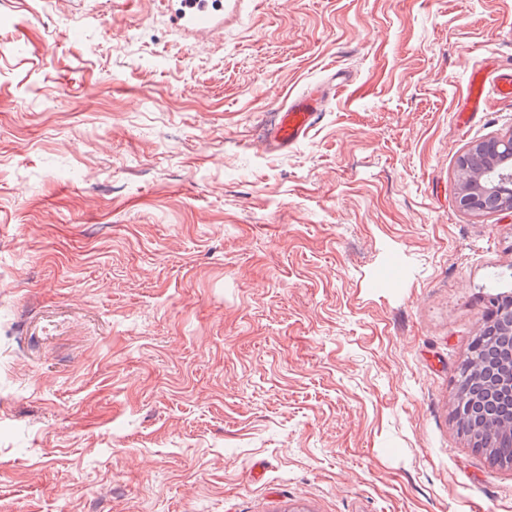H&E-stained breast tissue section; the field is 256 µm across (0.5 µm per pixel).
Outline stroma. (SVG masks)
I'll list each match as a JSON object with an SVG mask.
<instances>
[{"instance_id":"stroma-1","label":"stroma","mask_w":512,"mask_h":512,"mask_svg":"<svg viewBox=\"0 0 512 512\" xmlns=\"http://www.w3.org/2000/svg\"><path fill=\"white\" fill-rule=\"evenodd\" d=\"M173 10L0 0V512H512L452 415L512 286V212L455 204L512 0ZM174 12L175 24L188 33H210L224 24V5L211 9L205 3L182 2ZM346 82L344 73L335 71L326 85L310 89L292 99L288 106L280 108L268 145L282 150L299 141L320 118L324 98L335 95L336 90L346 86Z\"/></svg>"}]
</instances>
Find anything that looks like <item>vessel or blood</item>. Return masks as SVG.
I'll use <instances>...</instances> for the list:
<instances>
[{
  "instance_id": "obj_1",
  "label": "vessel or blood",
  "mask_w": 512,
  "mask_h": 512,
  "mask_svg": "<svg viewBox=\"0 0 512 512\" xmlns=\"http://www.w3.org/2000/svg\"><path fill=\"white\" fill-rule=\"evenodd\" d=\"M174 21L186 32L210 33L223 26L224 11L209 8L202 0H182ZM346 82L343 72H334L326 85L310 89L280 108L269 134V146L282 150L299 141L320 118L324 98L345 87Z\"/></svg>"
}]
</instances>
